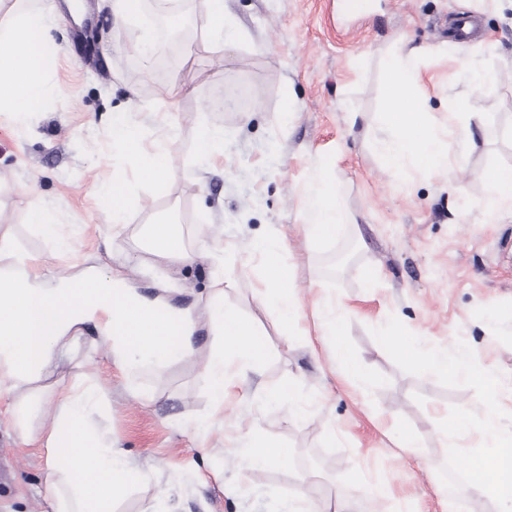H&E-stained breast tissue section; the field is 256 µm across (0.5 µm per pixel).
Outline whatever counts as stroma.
<instances>
[{
    "label": "stroma",
    "mask_w": 512,
    "mask_h": 512,
    "mask_svg": "<svg viewBox=\"0 0 512 512\" xmlns=\"http://www.w3.org/2000/svg\"><path fill=\"white\" fill-rule=\"evenodd\" d=\"M55 2L49 34L59 54L50 80L60 93L27 121L0 113V234L71 274L72 257L53 252L27 222L39 205L79 235L88 263H98L97 228L109 214L95 186L121 173L132 202L112 265H123L141 293L163 288L173 305L197 310L223 278L225 304L253 321L268 344L264 362L235 378L224 431L203 450L193 421L209 395L196 360L143 376L141 393L133 394L85 330L45 384L102 387L98 422L145 472L112 512H283L301 487L322 508L347 502L356 512H453L460 503L463 512H498L468 487L441 495L430 465L447 457L439 422L452 406H477L475 393L403 372L371 330L394 316L425 345L450 350L464 341L480 366L501 374L499 403L512 413V211L483 206L491 193L485 170L512 165V0H365L352 14L338 0H224L238 40L222 45L208 31L189 34L161 75L143 71L131 34L164 51L166 19L184 3L206 19V0H140L132 16L118 0H78L93 19L81 42L69 0ZM460 14L476 18L475 39L448 37ZM403 37L425 50L420 101L432 117L448 110L481 117L473 145L450 144L458 168L449 181L388 170L374 149L388 133L382 62ZM477 63L495 71L497 82L447 84L450 72ZM129 111L144 148L170 154L161 186L140 183L129 160L112 151V116ZM204 126L223 129L224 156L202 165L194 148ZM321 156L335 159L329 174L342 185L348 222L335 238L311 241L300 198ZM466 198L475 206L464 214ZM168 216L183 226L194 263L151 254L148 227ZM270 235L284 239L282 259L306 308L321 297L350 308L343 339L364 368L361 377L345 376L331 349L284 335L277 313L258 302L263 266L248 244ZM218 245L220 259L210 255ZM289 382L306 409L299 421L262 403L265 390ZM9 406L0 399V471L12 477L0 485V512H46L45 451L16 441ZM394 413L420 435L427 457L397 447L386 424ZM250 430L290 448L291 462L260 473L223 459L222 448Z\"/></svg>",
    "instance_id": "35a3bbf8"
}]
</instances>
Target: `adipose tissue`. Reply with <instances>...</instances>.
<instances>
[{"label": "adipose tissue", "mask_w": 512, "mask_h": 512, "mask_svg": "<svg viewBox=\"0 0 512 512\" xmlns=\"http://www.w3.org/2000/svg\"><path fill=\"white\" fill-rule=\"evenodd\" d=\"M49 5L20 12L8 26H0V112L30 116L41 112L54 87L48 76L55 69L57 51L48 42ZM421 50L404 48L390 56L387 106L384 119L391 130L378 145L385 165L394 171L431 172L441 178L454 173L457 161L448 154V139L472 140L473 121L460 113L445 114L436 122L417 99ZM112 149L131 158L139 178L161 184L168 154L144 150L130 113L112 120ZM325 161H317L312 182L302 196L305 236L311 240L335 236L346 215L339 199V182L326 180ZM151 251L185 264L194 262L183 245V230L175 221L150 225ZM251 254L264 267L257 293L281 322L296 328L313 318L322 342L332 343L344 370L357 377L362 367L342 340L344 308L314 307L305 313L294 294L292 273L283 263L280 242L274 237L254 240ZM0 397H12L10 417L18 439L45 448L49 469L46 500L51 512H110L138 478L139 471L94 424L92 415L100 387L62 389L45 394L42 382L72 351L86 328H94L130 391H137L146 371L162 373L172 362L196 355L193 335L201 325L214 333L215 349L201 358L210 408L194 421L199 447H208L213 430L224 427V403L231 396L238 370L254 368L267 356L264 336L248 320L226 308L223 289H215L207 314L172 305L164 294L149 297L131 288L117 271L89 268L60 276L46 262L18 248L0 235ZM51 400L55 409L39 428L26 421L24 408L33 401ZM234 459L263 471L288 464L289 448L254 431L245 433L233 448Z\"/></svg>", "instance_id": "ef3b65f1"}]
</instances>
